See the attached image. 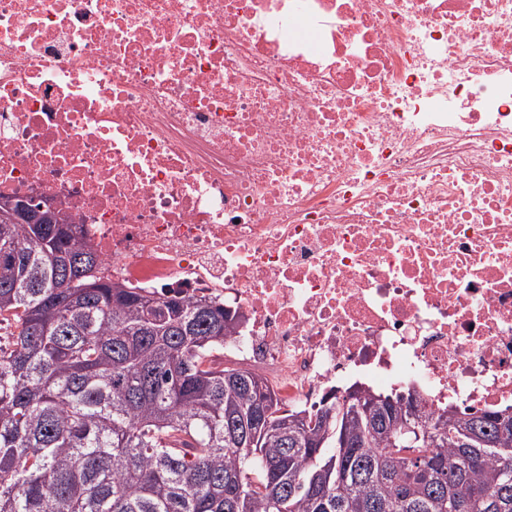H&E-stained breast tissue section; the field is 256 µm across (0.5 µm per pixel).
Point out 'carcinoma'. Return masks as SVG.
<instances>
[{
	"mask_svg": "<svg viewBox=\"0 0 512 512\" xmlns=\"http://www.w3.org/2000/svg\"><path fill=\"white\" fill-rule=\"evenodd\" d=\"M81 234L0 226V512H512V416L284 410L216 365L224 302L116 283Z\"/></svg>",
	"mask_w": 512,
	"mask_h": 512,
	"instance_id": "carcinoma-1",
	"label": "carcinoma"
}]
</instances>
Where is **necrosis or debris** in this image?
<instances>
[{"mask_svg": "<svg viewBox=\"0 0 512 512\" xmlns=\"http://www.w3.org/2000/svg\"><path fill=\"white\" fill-rule=\"evenodd\" d=\"M0 195L289 407L512 406V0H0Z\"/></svg>", "mask_w": 512, "mask_h": 512, "instance_id": "1", "label": "necrosis or debris"}]
</instances>
